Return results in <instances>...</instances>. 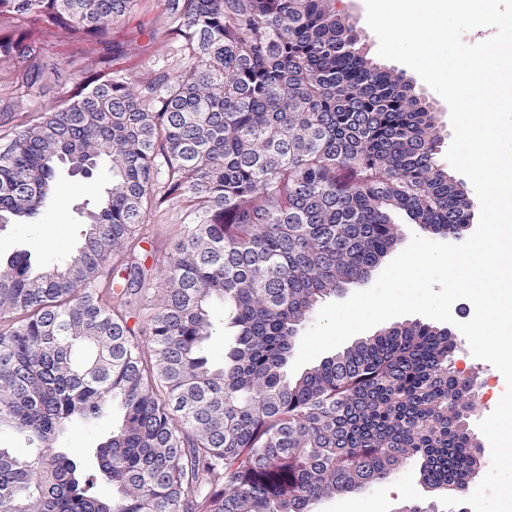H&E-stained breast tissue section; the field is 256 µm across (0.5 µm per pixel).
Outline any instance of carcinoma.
<instances>
[{
    "mask_svg": "<svg viewBox=\"0 0 512 512\" xmlns=\"http://www.w3.org/2000/svg\"><path fill=\"white\" fill-rule=\"evenodd\" d=\"M140 2L0 0V230L64 196L61 166L110 173L69 258L0 262V432L31 445L0 446V512H312L410 462L432 497L396 512H443L481 454L448 331L400 323L286 371L316 306L398 243L394 213L432 234L470 223L429 106L362 53L333 0H164L149 43L107 40ZM55 42L80 52L51 61ZM148 51L139 75L114 67ZM184 201L156 272L148 216ZM213 300L234 329L221 367L200 354ZM114 401L122 421L95 448L104 498L53 444Z\"/></svg>",
    "mask_w": 512,
    "mask_h": 512,
    "instance_id": "carcinoma-1",
    "label": "carcinoma"
}]
</instances>
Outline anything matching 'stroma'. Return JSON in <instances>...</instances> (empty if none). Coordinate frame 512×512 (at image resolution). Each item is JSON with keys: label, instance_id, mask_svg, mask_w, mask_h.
I'll use <instances>...</instances> for the list:
<instances>
[{"label": "stroma", "instance_id": "obj_1", "mask_svg": "<svg viewBox=\"0 0 512 512\" xmlns=\"http://www.w3.org/2000/svg\"><path fill=\"white\" fill-rule=\"evenodd\" d=\"M67 183L71 189V199L66 207H46L38 223L13 224L6 231L0 232L1 258L25 252L28 253L33 267L37 268L59 262L74 252L82 231L76 207L94 201L106 183V175L100 172L90 179L71 177ZM186 213V206L179 204L150 214L149 237L143 244V256L147 265L157 269L165 266ZM453 339L455 347L451 364L456 373L474 378L478 398L476 410L467 419L468 431L484 447L486 439L480 432L478 423L492 412L493 392L497 389L505 390V380L491 364L473 357L461 332H454ZM121 417L120 410L116 409L112 414L94 422H73L58 436L56 445L71 453L90 455L112 427L119 424ZM490 465L491 452L484 447L482 464L473 475L471 486H478ZM359 497L364 501L366 512H395L402 503L424 501L429 499L430 494L419 479L418 465L413 463L393 479L360 492Z\"/></svg>", "mask_w": 512, "mask_h": 512}]
</instances>
